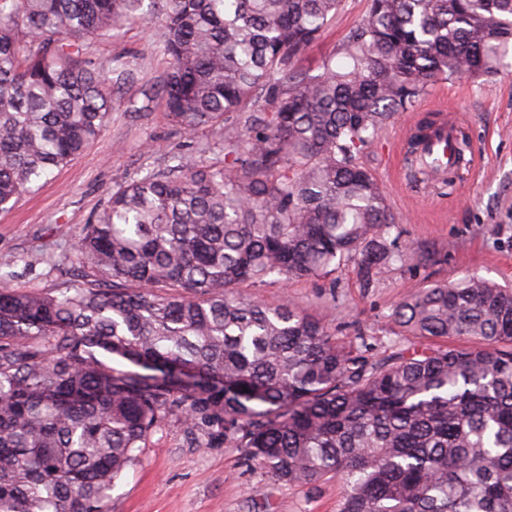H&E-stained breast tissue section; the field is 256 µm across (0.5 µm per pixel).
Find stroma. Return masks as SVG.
<instances>
[{
	"instance_id": "obj_1",
	"label": "stroma",
	"mask_w": 512,
	"mask_h": 512,
	"mask_svg": "<svg viewBox=\"0 0 512 512\" xmlns=\"http://www.w3.org/2000/svg\"><path fill=\"white\" fill-rule=\"evenodd\" d=\"M367 13V0H343L334 21L295 61L314 69L337 53ZM121 59L124 74L112 84V110L102 135L46 183L0 212V274L18 291L54 294L74 284L71 248L84 224L113 191L148 172L204 157L220 165L224 150L209 130L184 135L165 119L153 88L167 70L155 28L133 24L93 45L101 68ZM463 125L472 154L465 178L444 191L414 186L399 172L410 127L434 108ZM383 188L397 222L399 247H421L436 261L394 263L372 284L343 264L333 278L287 285L243 287L270 304L283 301L320 316L339 345H366L369 361L422 339L402 335L391 320L410 291L477 275L512 286V54L488 80L460 77L429 85L416 111L397 114L359 157ZM343 490L335 479L304 486L275 482L239 448L192 446L176 418H166L136 463L112 491V512H337Z\"/></svg>"
}]
</instances>
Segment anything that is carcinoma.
I'll return each instance as SVG.
<instances>
[{
	"mask_svg": "<svg viewBox=\"0 0 512 512\" xmlns=\"http://www.w3.org/2000/svg\"><path fill=\"white\" fill-rule=\"evenodd\" d=\"M341 0H0V211L95 140L112 72L97 40L161 19L167 120L210 129L224 165L180 161L112 192L77 236L81 281L0 286V512H109L167 416L288 485L331 476L340 512H512V289L478 276L394 308L455 339L374 363L319 317L243 284L396 261V222L359 156L438 80L484 79L512 51V0H369L318 72L294 61ZM423 119L410 177L423 182ZM459 162L471 149L459 125Z\"/></svg>",
	"mask_w": 512,
	"mask_h": 512,
	"instance_id": "cac0c4a2",
	"label": "carcinoma"
}]
</instances>
